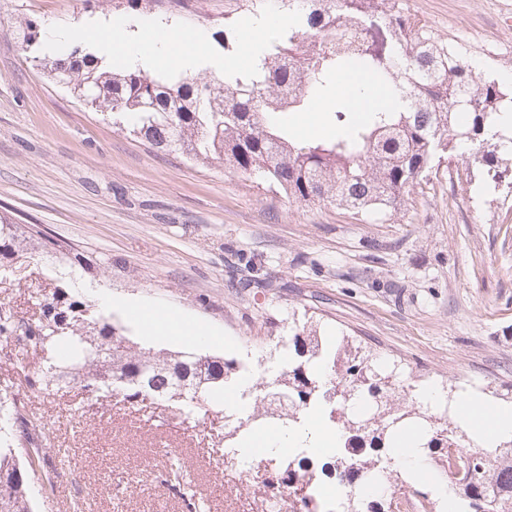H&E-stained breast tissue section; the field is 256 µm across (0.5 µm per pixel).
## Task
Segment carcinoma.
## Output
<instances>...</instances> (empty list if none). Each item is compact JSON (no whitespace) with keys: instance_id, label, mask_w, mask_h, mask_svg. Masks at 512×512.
I'll list each match as a JSON object with an SVG mask.
<instances>
[{"instance_id":"1","label":"carcinoma","mask_w":512,"mask_h":512,"mask_svg":"<svg viewBox=\"0 0 512 512\" xmlns=\"http://www.w3.org/2000/svg\"><path fill=\"white\" fill-rule=\"evenodd\" d=\"M288 10L300 11V24L263 52L251 79L207 80L185 71L168 80L141 69L110 70L85 44L64 58L43 55L39 24L30 18L19 22V47L83 104L109 111L113 123L133 116V133L150 146L197 164L261 172L299 202L392 213L439 154L451 161L465 144L476 148L483 181L512 192V132L493 130L504 102L512 103V86L492 67L476 69L455 39L437 36L404 0H288ZM344 73L356 82L326 116L334 137L300 138L288 114L329 100ZM40 250L52 265L83 267L74 248L44 242L38 225L23 227L0 210V288L23 287L17 270ZM67 288L60 281L43 294L37 315L19 316L0 303V341L37 354L36 370L21 364L17 371L43 398L73 383L88 401L156 400L180 418L218 405L214 396L245 371L235 359L139 348ZM288 347L287 363L259 384L262 394L248 390L250 418L274 415L265 395L279 394L288 399L282 415L294 422L302 411L326 412L345 451L318 470L309 448L286 463L269 459L264 486L273 498L288 493V512H387V496L374 495L377 479L390 483L394 473L395 458L382 455L385 431L412 411L388 403L390 375L354 357L340 365L347 346L333 351L311 329L288 337ZM363 400L373 409L359 416L350 406ZM15 424L25 462L13 446L0 448V512H32L29 476L40 474L51 492L55 483L45 473L40 424L18 410ZM427 447L450 449L446 473L459 486L456 512H512L511 438L485 451L486 460L465 463L451 449L482 444L448 422L432 431ZM352 454L356 469L348 464ZM332 475L353 493L322 511L321 477Z\"/></svg>"}]
</instances>
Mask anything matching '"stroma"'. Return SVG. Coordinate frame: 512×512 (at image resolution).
<instances>
[{
    "mask_svg": "<svg viewBox=\"0 0 512 512\" xmlns=\"http://www.w3.org/2000/svg\"><path fill=\"white\" fill-rule=\"evenodd\" d=\"M167 0H0V206L77 248L91 271L71 292L135 296L209 327L201 353L264 378L289 336L317 327L397 365L399 402L418 390L512 397V196L440 161L393 215L357 216L153 148L88 108L26 59L20 18L42 25L166 19ZM440 37L512 71V0H410ZM244 0H185L205 34L247 17ZM45 423L53 493L30 479L33 512H288L224 446V415L174 423L157 403L78 410L74 390L44 403L11 364L0 394Z\"/></svg>",
    "mask_w": 512,
    "mask_h": 512,
    "instance_id": "obj_1",
    "label": "stroma"
}]
</instances>
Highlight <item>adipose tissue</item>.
<instances>
[{
    "mask_svg": "<svg viewBox=\"0 0 512 512\" xmlns=\"http://www.w3.org/2000/svg\"><path fill=\"white\" fill-rule=\"evenodd\" d=\"M103 308L116 309L128 314L147 338L158 340L174 337L188 343L211 341L210 331L203 325L181 318L167 310L155 309L135 299H113L100 296ZM456 420L465 429L474 431L490 447L503 436L512 434V408H491L475 396H463L456 407ZM309 442L316 452L335 453L340 437L335 429L328 426L319 413L308 415L301 427L291 429L273 426L260 439L248 440L242 445L243 453L254 452L255 448L280 451L285 448L300 447ZM401 460L408 475L413 479L430 478L438 496L451 499L446 477L433 475L423 449L418 448L413 434H404L399 440Z\"/></svg>",
    "mask_w": 512,
    "mask_h": 512,
    "instance_id": "ef3b65f1",
    "label": "adipose tissue"
}]
</instances>
